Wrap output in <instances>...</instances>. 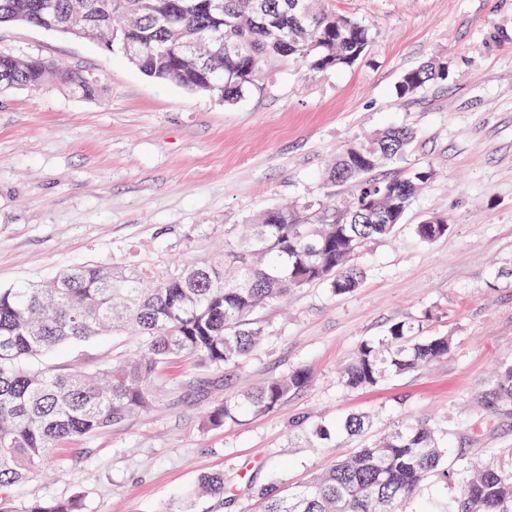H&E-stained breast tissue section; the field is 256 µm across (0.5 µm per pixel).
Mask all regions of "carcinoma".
I'll return each instance as SVG.
<instances>
[{
  "label": "carcinoma",
  "mask_w": 512,
  "mask_h": 512,
  "mask_svg": "<svg viewBox=\"0 0 512 512\" xmlns=\"http://www.w3.org/2000/svg\"><path fill=\"white\" fill-rule=\"evenodd\" d=\"M0 0V25H67L74 0ZM207 0H83L86 24L101 40H119L139 49L135 66L147 77L212 93L226 102L252 85L269 57L300 59L326 72L354 65L372 40L364 25L323 12L317 0H224V12ZM311 6L315 20L306 31L293 29L296 13ZM199 42L190 57L180 44ZM234 43L227 53L224 44ZM16 86L36 88L48 77L86 98L98 93L89 75L38 57L0 53V76ZM442 77L425 65L405 72L398 93L405 97ZM412 133L387 129L366 141L346 145L330 170L331 184L351 186L336 203L305 200L265 212L249 237L225 242L224 261L176 265L141 287L140 273L112 274L107 266H80L43 285L0 289V512L8 488L38 472L60 443L93 435L148 412L159 395L158 371L190 359L200 367L233 368L248 359L261 339L253 316L293 289L315 282L336 294L355 291L364 270L358 263L370 240L390 235L433 176L429 167L410 168L402 177L378 175L400 161ZM423 242L448 234L441 217L415 226ZM128 329L143 337L137 357L89 374L29 371L22 361L63 343ZM416 326L398 322L377 340L361 343L340 373L341 384L375 386L448 356L446 336H418ZM309 380L303 369L263 382L252 392L232 394L205 417L220 428L254 414L274 411ZM484 413L512 403V362L503 363L478 397ZM366 418L350 416L336 432L356 435ZM430 484L455 489L442 512H512V464L487 465L452 452L434 428L408 422L338 461L334 467L287 494L265 492L263 512H408ZM201 491L230 494L224 476L206 479ZM22 512H81L78 498L34 501Z\"/></svg>",
  "instance_id": "carcinoma-1"
}]
</instances>
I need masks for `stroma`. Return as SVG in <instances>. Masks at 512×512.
Wrapping results in <instances>:
<instances>
[{
	"label": "stroma",
	"instance_id": "stroma-1",
	"mask_svg": "<svg viewBox=\"0 0 512 512\" xmlns=\"http://www.w3.org/2000/svg\"><path fill=\"white\" fill-rule=\"evenodd\" d=\"M370 27L353 66L329 72L273 57L232 103L141 74L121 48L13 23L0 52L39 56L95 77L85 99L55 83L0 91V288L42 283L77 265L149 274L224 250L260 212L299 198L348 193L326 172L350 142L390 127L415 137L392 174L434 176L395 233L367 244L361 286L292 290L253 320L264 341L229 369L179 361L169 395L148 412L63 444L43 471L16 483L15 507L78 495L83 512H261L268 485L288 491L404 421L448 435L492 461L512 448V405L480 429L465 421L498 365L512 361V0H324ZM447 77L401 97V75L428 61ZM445 217L426 244L414 227ZM452 339L447 358L378 386L350 390L338 373L366 340L397 322ZM118 333L58 348L35 370L105 366L133 354ZM310 377L281 404L219 429L202 420L230 394L290 370ZM360 436L313 443L352 414ZM222 474L232 502L194 494Z\"/></svg>",
	"mask_w": 512,
	"mask_h": 512
}]
</instances>
